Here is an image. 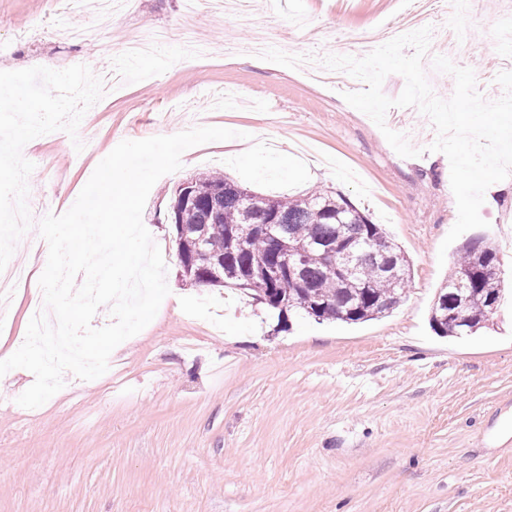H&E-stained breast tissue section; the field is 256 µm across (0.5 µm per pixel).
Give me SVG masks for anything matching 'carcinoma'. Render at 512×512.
I'll use <instances>...</instances> for the list:
<instances>
[{"instance_id":"obj_1","label":"carcinoma","mask_w":512,"mask_h":512,"mask_svg":"<svg viewBox=\"0 0 512 512\" xmlns=\"http://www.w3.org/2000/svg\"><path fill=\"white\" fill-rule=\"evenodd\" d=\"M194 200L185 203L176 195L172 220L185 224L204 236L206 247L178 242L192 271L186 276L194 284L213 285L214 261H221L224 282L233 283L244 269L264 264L284 265L283 243L301 242L308 247L298 276L257 278L248 289L254 299L278 312L281 324L290 315L317 321L355 323L381 317L402 301L411 278L408 258L390 241L380 225L340 195L322 189L297 197L269 198L254 194L217 172L191 180ZM275 224L277 237L253 236L241 243L233 232L246 224ZM353 242L366 248L354 259L352 271L344 272L340 258L326 255L325 247L336 254ZM500 267L496 246L484 239L464 242L448 279L441 286L430 313L432 329L441 336L475 333L488 320L487 297L501 294V282H489L486 271ZM470 289V301L463 307L469 323L457 330L448 324L445 311L457 302L456 287Z\"/></svg>"}]
</instances>
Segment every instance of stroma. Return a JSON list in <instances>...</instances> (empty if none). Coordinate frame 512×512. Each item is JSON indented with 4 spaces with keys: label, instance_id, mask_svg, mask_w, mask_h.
<instances>
[{
    "label": "stroma",
    "instance_id": "1",
    "mask_svg": "<svg viewBox=\"0 0 512 512\" xmlns=\"http://www.w3.org/2000/svg\"><path fill=\"white\" fill-rule=\"evenodd\" d=\"M412 0H257L253 22L274 43L317 58L349 29L408 28ZM101 28L65 0H0V89L28 103L27 115L0 107V134L20 121L62 124L0 157V215L27 198L38 215L66 212L99 162L121 141L183 126L260 132L276 151L300 157L309 180L291 190L343 195L401 247L411 262L404 302L360 323L275 313L235 286L199 291L183 279L170 210L188 178L223 172L237 143L192 147L182 167L152 187L145 227L164 232L170 293L155 318L118 345L109 368L64 387L34 409L16 399L34 382L18 368L0 377V512H512V243L502 220L512 195L482 205L473 236L500 249L501 300L489 325L462 337L436 335L431 307L456 257L442 242L457 220L450 164L429 151L431 121L394 107L387 126L407 136L416 157L399 156L376 124L291 69L250 54L225 58L224 43L245 45L249 27L231 13L189 14L185 0H112ZM421 25L434 42L464 37L477 90L512 71V0H433ZM94 31L72 41L67 28ZM159 29L208 46L177 61L122 57L129 33ZM126 73L100 94L103 46ZM55 65L46 81L41 60ZM36 224L0 228V258L30 273L0 305V345L21 346L29 310L42 300L44 252L32 251Z\"/></svg>",
    "mask_w": 512,
    "mask_h": 512
}]
</instances>
